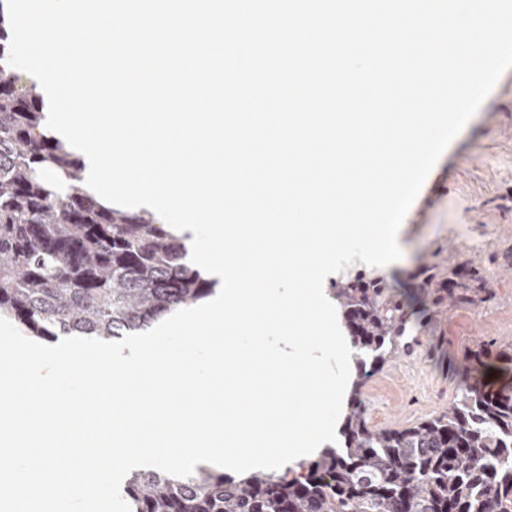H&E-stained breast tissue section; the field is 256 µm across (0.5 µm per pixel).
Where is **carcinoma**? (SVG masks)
Returning a JSON list of instances; mask_svg holds the SVG:
<instances>
[{"label":"carcinoma","instance_id":"obj_1","mask_svg":"<svg viewBox=\"0 0 512 512\" xmlns=\"http://www.w3.org/2000/svg\"><path fill=\"white\" fill-rule=\"evenodd\" d=\"M8 28L0 10V317L38 337L110 341L203 298L207 282L165 225L106 208L77 185L80 160L42 130L38 85L7 63ZM388 292L381 276L335 284L354 346L372 358L360 362L342 452L291 479L134 472L124 485L131 512H512V353H470L443 413L368 427L361 389L406 319Z\"/></svg>","mask_w":512,"mask_h":512}]
</instances>
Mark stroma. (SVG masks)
Instances as JSON below:
<instances>
[{"label":"stroma","mask_w":512,"mask_h":512,"mask_svg":"<svg viewBox=\"0 0 512 512\" xmlns=\"http://www.w3.org/2000/svg\"><path fill=\"white\" fill-rule=\"evenodd\" d=\"M481 241L478 250L469 241ZM391 265L357 262L411 300L419 356L394 352L362 389L367 423L406 426L459 393L458 371L479 345L512 349V68L428 175L398 234Z\"/></svg>","instance_id":"obj_1"}]
</instances>
